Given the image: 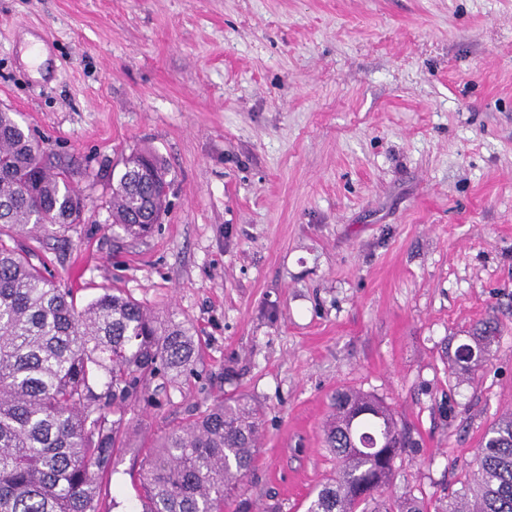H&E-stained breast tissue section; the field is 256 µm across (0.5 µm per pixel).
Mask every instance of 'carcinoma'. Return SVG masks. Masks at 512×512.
I'll return each instance as SVG.
<instances>
[{"instance_id":"cac0c4a2","label":"carcinoma","mask_w":512,"mask_h":512,"mask_svg":"<svg viewBox=\"0 0 512 512\" xmlns=\"http://www.w3.org/2000/svg\"><path fill=\"white\" fill-rule=\"evenodd\" d=\"M122 162L109 201L112 225L148 233L166 198ZM75 167L32 145L12 112H0V512H100L126 407L193 370L202 350L191 326L152 313L118 289L77 306L47 264L18 247L82 219ZM496 328L484 322L454 352L475 370L490 360ZM323 433L336 472L312 492L306 512H426L407 495L384 496L393 462L410 447L405 427L379 400L338 391ZM260 412L242 396L213 402L158 438L131 476L142 512H224L254 462ZM467 487L448 512H512V413L488 430Z\"/></svg>"}]
</instances>
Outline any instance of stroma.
Masks as SVG:
<instances>
[{"label":"stroma","instance_id":"35a3bbf8","mask_svg":"<svg viewBox=\"0 0 512 512\" xmlns=\"http://www.w3.org/2000/svg\"><path fill=\"white\" fill-rule=\"evenodd\" d=\"M0 106L79 168L84 222L33 245L60 286L121 289L203 345L127 409L111 512H139L146 444L241 395L263 413L247 512H304L341 389L410 433L392 493L446 512L512 412V0H0ZM135 149L171 182L139 240L108 212ZM471 343L460 344L454 352V363L464 370H475L485 362L490 360L491 347L496 339V327L491 325V322L481 323L480 327L476 329V333L468 336ZM465 349L468 353V358L460 357L461 350ZM461 359L465 361L460 363Z\"/></svg>","mask_w":512,"mask_h":512}]
</instances>
